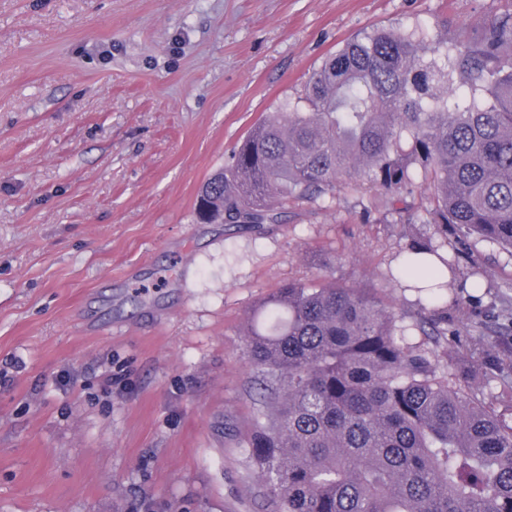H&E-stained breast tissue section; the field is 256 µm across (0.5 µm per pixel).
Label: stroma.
I'll return each mask as SVG.
<instances>
[{"mask_svg": "<svg viewBox=\"0 0 512 512\" xmlns=\"http://www.w3.org/2000/svg\"><path fill=\"white\" fill-rule=\"evenodd\" d=\"M512 0H0V512H274L244 445L263 415L244 328L280 285L361 289L416 319L394 277L429 224L345 187L278 224H200L203 183L312 71L376 27L468 42ZM449 287L512 297L466 238ZM437 370L486 382L451 337Z\"/></svg>", "mask_w": 512, "mask_h": 512, "instance_id": "35a3bbf8", "label": "stroma"}]
</instances>
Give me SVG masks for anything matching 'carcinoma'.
<instances>
[{
  "label": "carcinoma",
  "mask_w": 512,
  "mask_h": 512,
  "mask_svg": "<svg viewBox=\"0 0 512 512\" xmlns=\"http://www.w3.org/2000/svg\"><path fill=\"white\" fill-rule=\"evenodd\" d=\"M339 185L391 194L387 224H433L444 239L466 228L512 257V12L471 43H428L417 27L347 41L206 180L196 216L278 224L280 204ZM458 265L429 238L408 245L399 274L430 314L410 323L334 285L290 282L254 311L246 353L268 414L246 448L276 512H512V421L496 409L512 400V346L466 391L410 342L456 334ZM487 312L512 335L507 299ZM464 349L488 355L480 335Z\"/></svg>",
  "instance_id": "obj_1"
}]
</instances>
